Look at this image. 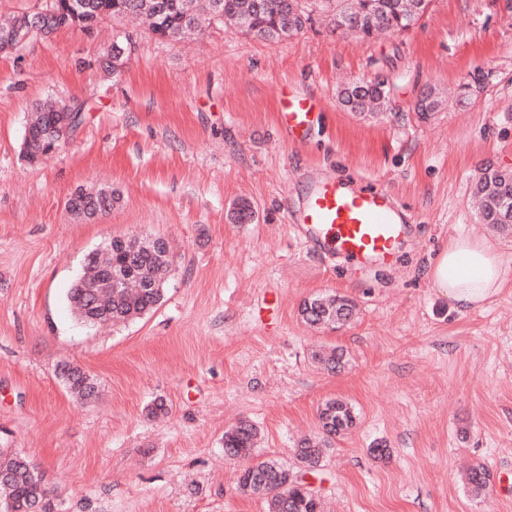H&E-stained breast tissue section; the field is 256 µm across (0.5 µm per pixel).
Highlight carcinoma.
<instances>
[{
  "label": "carcinoma",
  "instance_id": "obj_1",
  "mask_svg": "<svg viewBox=\"0 0 512 512\" xmlns=\"http://www.w3.org/2000/svg\"><path fill=\"white\" fill-rule=\"evenodd\" d=\"M415 0H304L301 13H294L289 0H47V13L37 20L34 14L22 12L0 24V45L6 44L5 33L23 25L39 27L48 35L61 28L87 30L92 25L110 18L119 22L128 16H140L148 27L160 25L168 32V40L180 41L200 30L201 24L224 23L229 20L241 33L264 41H280L298 32L312 20V15L325 13L332 18L357 7L375 14L381 29L403 32L413 16ZM126 40L120 39L102 55V70L117 77L127 54ZM342 101L353 111L362 112L367 104L386 102L387 92L380 84L366 85L357 102L351 101V88L341 92ZM70 109L81 112V107L63 101L48 100L31 108L29 125L47 131L56 121V115ZM26 157L34 162L51 154L46 139L25 142ZM483 200V217L490 224H505L507 220L499 204L512 197V175L497 174L483 177L477 185ZM76 208L83 219H92L100 210L99 193L86 192L77 198ZM171 265V255L165 240L132 237L121 243L112 240L99 254H91L85 263L82 280L68 293L72 313L83 322L124 323L152 311L161 301L164 274ZM316 305L304 308L303 318L312 325L333 323L351 311L345 302L336 298L314 299ZM59 375L72 394L81 400L98 396L97 382L69 363L58 367ZM356 417L352 408L341 400L324 404L319 422L325 434L332 437L349 429ZM257 431L253 425L242 422L224 432V452L234 459L248 461L238 473V486L244 493L268 498L269 512H322L321 500L303 484L290 478L288 466L274 460L254 457ZM319 443L308 441L296 449V459L309 468H316L322 460ZM490 474L482 465L467 474V484L479 494L489 486ZM57 494L48 488L38 467L25 455L0 448V512H59L55 504Z\"/></svg>",
  "mask_w": 512,
  "mask_h": 512
}]
</instances>
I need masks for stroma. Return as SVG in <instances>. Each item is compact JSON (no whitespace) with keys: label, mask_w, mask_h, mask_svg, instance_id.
<instances>
[{"label":"stroma","mask_w":512,"mask_h":512,"mask_svg":"<svg viewBox=\"0 0 512 512\" xmlns=\"http://www.w3.org/2000/svg\"><path fill=\"white\" fill-rule=\"evenodd\" d=\"M118 29L135 51L114 80L97 61ZM374 79L387 109L340 104ZM428 87L444 105L423 115ZM284 90L320 100L309 129L279 124ZM45 99L81 105L83 121L31 163L28 110ZM505 170L512 0H432L410 31L371 40L317 20L280 42L212 24L174 43L107 20L0 54V448L38 466L60 512H267L224 454L246 420L259 458L288 465L323 512H512V287L466 311L425 276L460 233L512 266V224L472 205L479 177ZM319 177L373 182L408 212L394 264L350 265L288 221ZM99 188L120 197L110 213L69 211ZM244 201L255 218L234 223ZM132 236L173 252L162 301L86 325L69 289L90 253ZM319 295L350 300L351 316L310 326L300 310ZM327 347L343 354L333 372L313 357ZM62 362L97 380L95 400L69 392ZM157 398L169 412L155 419ZM330 399L357 421L311 470L294 450ZM478 464L491 484L476 497L463 474Z\"/></svg>","instance_id":"stroma-1"}]
</instances>
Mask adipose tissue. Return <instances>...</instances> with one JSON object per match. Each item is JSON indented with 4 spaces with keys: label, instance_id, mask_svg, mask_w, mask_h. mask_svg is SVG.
Returning <instances> with one entry per match:
<instances>
[{
    "label": "adipose tissue",
    "instance_id": "ef3b65f1",
    "mask_svg": "<svg viewBox=\"0 0 512 512\" xmlns=\"http://www.w3.org/2000/svg\"><path fill=\"white\" fill-rule=\"evenodd\" d=\"M426 277L434 291L465 310L483 308L508 282L495 244L462 234L443 245Z\"/></svg>",
    "mask_w": 512,
    "mask_h": 512
}]
</instances>
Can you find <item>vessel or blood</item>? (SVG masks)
Returning <instances> with one entry per match:
<instances>
[{
	"mask_svg": "<svg viewBox=\"0 0 512 512\" xmlns=\"http://www.w3.org/2000/svg\"><path fill=\"white\" fill-rule=\"evenodd\" d=\"M318 108L312 96L291 93L278 100L280 118L292 131L307 127ZM290 220L306 236L324 241L345 260L362 265L396 260L410 216L373 184L348 186L329 178L314 184L305 206Z\"/></svg>",
	"mask_w": 512,
	"mask_h": 512,
	"instance_id": "b4317fda",
	"label": "vessel or blood"
}]
</instances>
